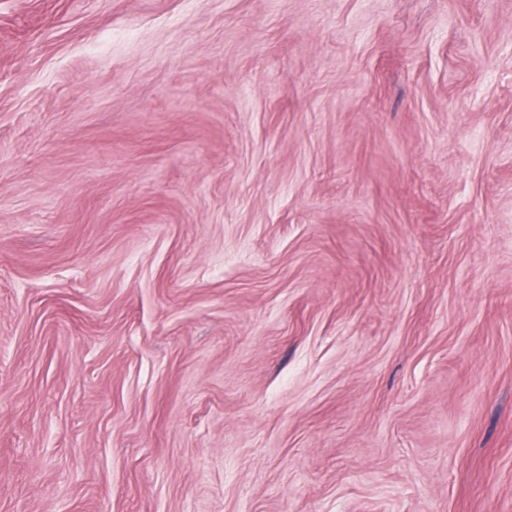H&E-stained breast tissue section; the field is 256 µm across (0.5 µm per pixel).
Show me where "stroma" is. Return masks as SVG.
Instances as JSON below:
<instances>
[{
	"label": "stroma",
	"mask_w": 512,
	"mask_h": 512,
	"mask_svg": "<svg viewBox=\"0 0 512 512\" xmlns=\"http://www.w3.org/2000/svg\"><path fill=\"white\" fill-rule=\"evenodd\" d=\"M0 512H512V0H0Z\"/></svg>",
	"instance_id": "obj_1"
}]
</instances>
